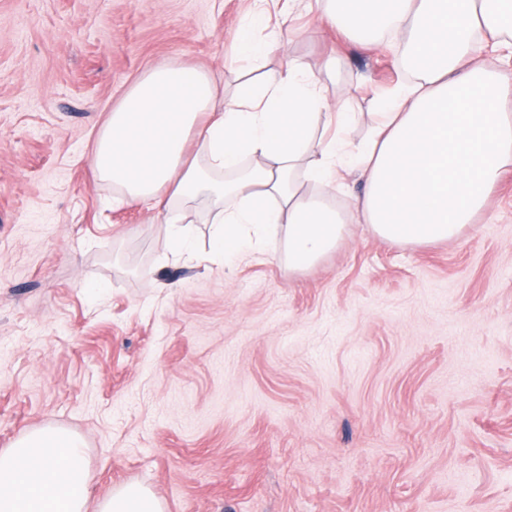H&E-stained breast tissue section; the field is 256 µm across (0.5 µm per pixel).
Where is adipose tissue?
<instances>
[{
	"label": "adipose tissue",
	"instance_id": "adipose-tissue-1",
	"mask_svg": "<svg viewBox=\"0 0 512 512\" xmlns=\"http://www.w3.org/2000/svg\"><path fill=\"white\" fill-rule=\"evenodd\" d=\"M322 25L366 42L390 32L414 74L378 99L367 137L354 142L353 113L332 108L314 71L269 70L225 100L192 68L154 67L112 110L91 160L123 201L164 212L166 247L192 253L179 227L182 203L220 207L211 248L224 260L281 239L298 272L334 249L347 216L326 202L343 173L364 190L352 206L373 234L401 246L456 238L512 172V79L487 53L512 54V0H315ZM195 153H188V141ZM322 185L323 194L304 191ZM81 435L57 426L23 433L0 449V512H88ZM97 512H164L149 488L112 491Z\"/></svg>",
	"mask_w": 512,
	"mask_h": 512
}]
</instances>
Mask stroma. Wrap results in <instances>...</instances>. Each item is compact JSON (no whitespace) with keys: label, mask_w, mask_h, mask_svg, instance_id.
Instances as JSON below:
<instances>
[{"label":"stroma","mask_w":512,"mask_h":512,"mask_svg":"<svg viewBox=\"0 0 512 512\" xmlns=\"http://www.w3.org/2000/svg\"><path fill=\"white\" fill-rule=\"evenodd\" d=\"M254 0H0V449L60 426L86 443L91 504L128 483L165 512H512V174L451 241L350 223L299 273L283 245L215 257L216 208L115 203L90 161L152 67L225 96ZM267 67L312 68L366 136L403 76L392 40L321 28L280 0ZM335 57V68L324 65Z\"/></svg>","instance_id":"obj_1"}]
</instances>
